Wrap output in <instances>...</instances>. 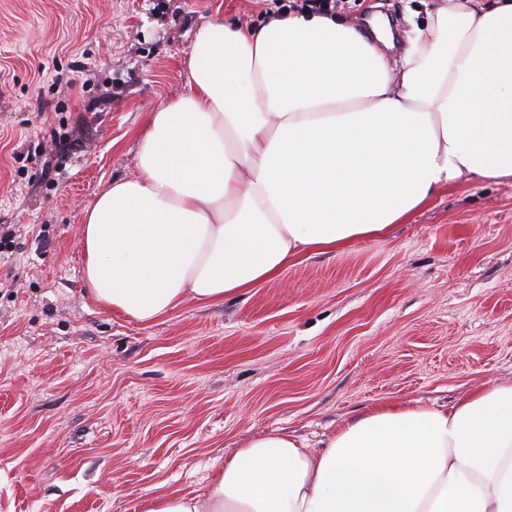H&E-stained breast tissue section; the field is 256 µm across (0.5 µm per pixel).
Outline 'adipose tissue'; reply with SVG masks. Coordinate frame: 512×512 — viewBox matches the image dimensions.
Returning <instances> with one entry per match:
<instances>
[{
	"mask_svg": "<svg viewBox=\"0 0 512 512\" xmlns=\"http://www.w3.org/2000/svg\"><path fill=\"white\" fill-rule=\"evenodd\" d=\"M333 13L215 18L189 94L150 113L136 172L79 229L101 308L148 323L387 233L440 189L512 178V0H441L389 62ZM146 512H512V384L436 409L384 404L323 451L285 434L225 458L205 496Z\"/></svg>",
	"mask_w": 512,
	"mask_h": 512,
	"instance_id": "obj_1",
	"label": "adipose tissue"
}]
</instances>
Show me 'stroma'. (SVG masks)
Returning <instances> with one entry per match:
<instances>
[{
	"label": "stroma",
	"instance_id": "1",
	"mask_svg": "<svg viewBox=\"0 0 512 512\" xmlns=\"http://www.w3.org/2000/svg\"><path fill=\"white\" fill-rule=\"evenodd\" d=\"M273 0H0V512H142L257 436L309 451L384 404L512 383V180L440 190L385 237L145 324L82 280L84 209L190 91L214 17ZM61 83H53V76Z\"/></svg>",
	"mask_w": 512,
	"mask_h": 512
}]
</instances>
